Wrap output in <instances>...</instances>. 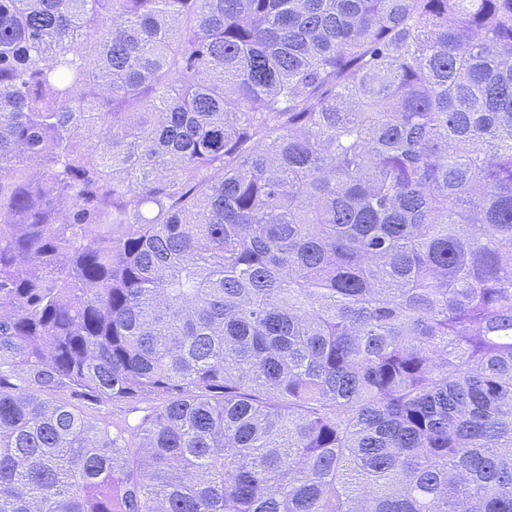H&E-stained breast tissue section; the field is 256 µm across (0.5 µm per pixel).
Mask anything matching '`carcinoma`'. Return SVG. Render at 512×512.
<instances>
[{
	"instance_id": "cac0c4a2",
	"label": "carcinoma",
	"mask_w": 512,
	"mask_h": 512,
	"mask_svg": "<svg viewBox=\"0 0 512 512\" xmlns=\"http://www.w3.org/2000/svg\"><path fill=\"white\" fill-rule=\"evenodd\" d=\"M0 512H512V0H0Z\"/></svg>"
}]
</instances>
